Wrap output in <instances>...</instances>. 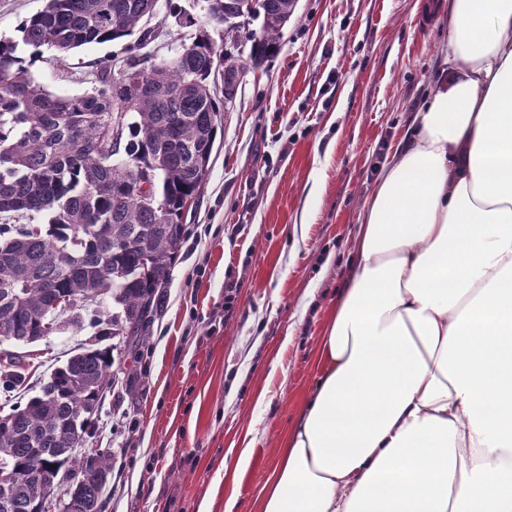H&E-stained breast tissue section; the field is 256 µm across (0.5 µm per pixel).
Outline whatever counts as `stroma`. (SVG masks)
Wrapping results in <instances>:
<instances>
[{
	"label": "stroma",
	"instance_id": "35a3bbf8",
	"mask_svg": "<svg viewBox=\"0 0 512 512\" xmlns=\"http://www.w3.org/2000/svg\"><path fill=\"white\" fill-rule=\"evenodd\" d=\"M192 3L158 0L139 23L155 35V60L193 36L170 16ZM421 3L298 0L280 52L245 67L149 348L118 374L87 440L112 452L103 512H200L205 503L224 512L232 495L236 512H259L282 441L316 389L319 338L352 272L363 207L442 80L448 27ZM125 45L84 46L61 63L47 51L21 54L37 87L81 94L96 62L121 58ZM95 336L66 328L27 346L29 395Z\"/></svg>",
	"mask_w": 512,
	"mask_h": 512
}]
</instances>
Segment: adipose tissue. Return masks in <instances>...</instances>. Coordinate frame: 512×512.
Instances as JSON below:
<instances>
[{"label": "adipose tissue", "instance_id": "ef3b65f1", "mask_svg": "<svg viewBox=\"0 0 512 512\" xmlns=\"http://www.w3.org/2000/svg\"><path fill=\"white\" fill-rule=\"evenodd\" d=\"M447 24L260 512H512V0Z\"/></svg>", "mask_w": 512, "mask_h": 512}]
</instances>
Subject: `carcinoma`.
I'll return each mask as SVG.
<instances>
[{
	"label": "carcinoma",
	"instance_id": "1",
	"mask_svg": "<svg viewBox=\"0 0 512 512\" xmlns=\"http://www.w3.org/2000/svg\"><path fill=\"white\" fill-rule=\"evenodd\" d=\"M194 16L170 11L193 40L152 61L142 33L119 60L99 63L95 87L77 95L36 87L19 45L58 61L74 49L133 35L157 0H45L24 21L20 40H0V342L30 344L67 325L120 336L131 357L143 355L169 273L187 233V216L209 176L218 116L235 100L219 97L209 78L242 74L235 47L249 44L261 68L280 49L297 0H203ZM227 17L261 20L257 31L224 28ZM164 212L144 203L141 172ZM69 298L71 305L56 308ZM109 297L118 311L96 309ZM113 348L89 346L50 375L39 393L0 416V471L13 476L0 512H33L55 480L78 482L82 512H102L112 454L77 452L114 383ZM22 357L0 367L4 397L23 385Z\"/></svg>",
	"mask_w": 512,
	"mask_h": 512
}]
</instances>
